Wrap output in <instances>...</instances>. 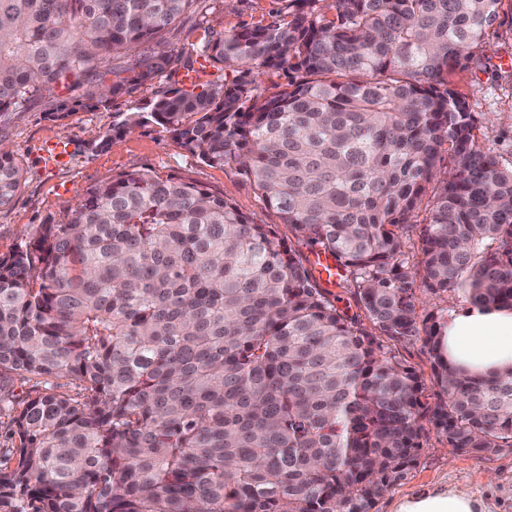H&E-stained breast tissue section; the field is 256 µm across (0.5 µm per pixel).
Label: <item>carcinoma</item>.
<instances>
[{
	"label": "carcinoma",
	"mask_w": 512,
	"mask_h": 512,
	"mask_svg": "<svg viewBox=\"0 0 512 512\" xmlns=\"http://www.w3.org/2000/svg\"><path fill=\"white\" fill-rule=\"evenodd\" d=\"M502 2L288 0L196 47L241 76L158 90L112 124L97 147L154 123L251 179L341 263L362 314L222 194L148 170L88 188L0 257V512H371L429 425L457 454L512 448V372L459 377L439 351L448 310L416 313L418 290L512 308V168L479 146L455 81ZM200 7L0 0V119L61 87L99 109L153 85L165 35ZM270 69L292 79L264 97ZM21 179L0 148V207ZM381 336L424 337L434 405Z\"/></svg>",
	"instance_id": "carcinoma-1"
}]
</instances>
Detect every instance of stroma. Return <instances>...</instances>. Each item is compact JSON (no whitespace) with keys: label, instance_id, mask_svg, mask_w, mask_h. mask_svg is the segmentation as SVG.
<instances>
[{"label":"stroma","instance_id":"stroma-1","mask_svg":"<svg viewBox=\"0 0 512 512\" xmlns=\"http://www.w3.org/2000/svg\"><path fill=\"white\" fill-rule=\"evenodd\" d=\"M224 12L185 16L169 30V49L180 54L175 70L164 73L159 85L180 88V73L200 64L194 51L205 24L238 29L267 21L282 8V0H226ZM480 62L471 65L462 90L478 126V143L496 154L504 167L512 166V7L502 6L497 22L488 29ZM153 87L112 99L107 107L92 110L72 107L70 91L45 98L12 113L0 122V142L10 148L23 171L22 185L13 201L0 207V257L9 255L40 224H60L92 185L112 176L151 170L161 176L182 177L210 191L224 194L256 223L268 224L287 235L278 213L261 199L253 182L237 171L214 167L184 149L161 126L149 124L98 147L102 133L127 113L147 110L155 96ZM65 119H57V112ZM53 138L69 139L74 151L66 166L50 167L44 145ZM448 483L486 498L494 512H512V451L475 456L452 453L445 437L428 429L417 466L394 485L372 512H390L394 499L422 488Z\"/></svg>","mask_w":512,"mask_h":512}]
</instances>
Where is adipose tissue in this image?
Wrapping results in <instances>:
<instances>
[{
    "label": "adipose tissue",
    "mask_w": 512,
    "mask_h": 512,
    "mask_svg": "<svg viewBox=\"0 0 512 512\" xmlns=\"http://www.w3.org/2000/svg\"><path fill=\"white\" fill-rule=\"evenodd\" d=\"M440 351L459 376L480 379L512 370V309L470 304L451 312ZM392 512H491L471 491L433 485L396 501Z\"/></svg>",
    "instance_id": "1"
}]
</instances>
